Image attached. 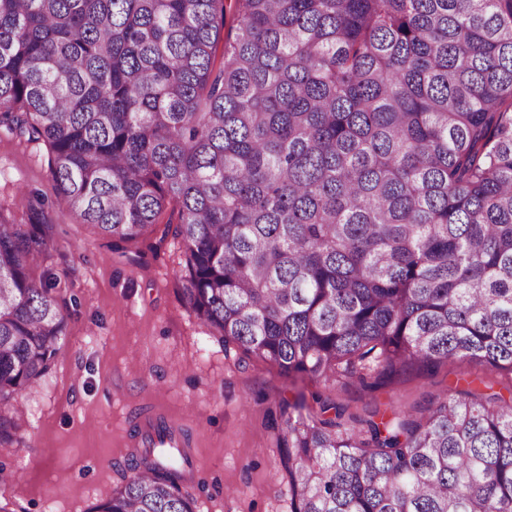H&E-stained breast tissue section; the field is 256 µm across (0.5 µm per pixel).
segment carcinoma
<instances>
[{"label":"carcinoma","mask_w":512,"mask_h":512,"mask_svg":"<svg viewBox=\"0 0 512 512\" xmlns=\"http://www.w3.org/2000/svg\"><path fill=\"white\" fill-rule=\"evenodd\" d=\"M0 0V126L112 249L183 253L224 352L288 377L459 358L512 373V0ZM173 209L177 223L160 222ZM52 224L0 219V444L65 335L32 271ZM280 406L291 512H512V406L420 418ZM180 448H146L91 512H194ZM224 29L216 40L213 63L214 68H219L224 60V41L227 39L230 30L236 25V11L234 0H225Z\"/></svg>","instance_id":"obj_1"}]
</instances>
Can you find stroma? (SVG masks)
I'll return each instance as SVG.
<instances>
[{
	"label": "stroma",
	"instance_id": "35a3bbf8",
	"mask_svg": "<svg viewBox=\"0 0 512 512\" xmlns=\"http://www.w3.org/2000/svg\"><path fill=\"white\" fill-rule=\"evenodd\" d=\"M39 211L55 227L39 265L56 283L66 318L51 371L13 406L20 439L0 445L5 512H90L128 473L130 432L146 414L179 419L192 439L194 512H290L282 431L269 408L317 392L345 416L375 409L418 417L428 401L467 390L512 397V374L452 359L410 369L369 392L293 380L255 355L225 353L186 307L183 256L151 236L112 250L60 195L44 142L0 127V212L27 223Z\"/></svg>",
	"mask_w": 512,
	"mask_h": 512
}]
</instances>
